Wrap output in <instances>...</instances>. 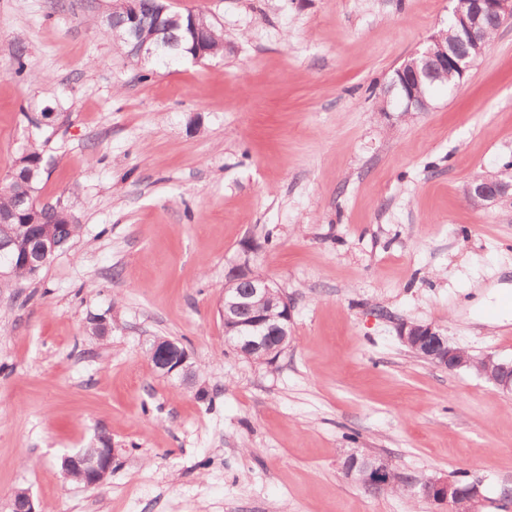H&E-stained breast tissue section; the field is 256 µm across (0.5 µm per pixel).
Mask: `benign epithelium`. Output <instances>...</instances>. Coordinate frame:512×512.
Segmentation results:
<instances>
[{
  "mask_svg": "<svg viewBox=\"0 0 512 512\" xmlns=\"http://www.w3.org/2000/svg\"><path fill=\"white\" fill-rule=\"evenodd\" d=\"M141 0H112V16L123 21L112 25V40L121 41L128 47V54L143 62L155 56L164 28L177 22L178 17L167 19L141 11ZM458 28L464 36L468 50L458 51L448 48L434 35L425 48L413 54L411 61L396 70V77L390 83L388 93L396 95L404 102L399 116L414 109L423 112L431 104L419 92L421 78L428 68L438 69L443 75L463 80L474 61L485 51V32L499 29L512 20V0H476L474 7L462 15L455 14ZM512 193V169L500 171L497 177L488 179L478 176L466 187L467 200L485 207ZM257 251L256 244L242 245V256L232 267L231 276L237 287L224 286L222 294V316L224 321H239L247 330L258 332L256 336H241L237 349L240 353H258L268 349L267 336H285L292 321V307L288 296L274 287V282L258 273L251 266V254ZM257 300L271 302L280 307L276 318L262 311L253 310ZM398 337L402 344L418 357L449 371L469 369L480 377L491 381L500 390L512 394V360L505 361L487 354L481 358L470 355L466 350L454 347L430 324L415 325L407 320L399 323ZM177 345L157 341L151 348L152 362L156 370L168 377L189 376V357L175 355ZM115 449L112 441L104 439L100 445L85 448L63 458L62 468L66 475L74 474L88 488L103 486L112 472ZM342 470L346 477L356 480L365 492L381 495L391 489L417 491L428 501L443 506L455 503L462 512H480L479 506L485 499L480 485H463L446 477L432 476L421 481L399 473L392 465L381 458L348 455ZM13 512H41L39 505L28 491L14 495Z\"/></svg>",
  "mask_w": 512,
  "mask_h": 512,
  "instance_id": "obj_1",
  "label": "benign epithelium"
}]
</instances>
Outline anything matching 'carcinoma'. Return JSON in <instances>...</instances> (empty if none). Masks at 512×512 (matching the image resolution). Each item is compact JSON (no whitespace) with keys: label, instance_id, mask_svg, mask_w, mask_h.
Listing matches in <instances>:
<instances>
[{"label":"carcinoma","instance_id":"carcinoma-1","mask_svg":"<svg viewBox=\"0 0 512 512\" xmlns=\"http://www.w3.org/2000/svg\"><path fill=\"white\" fill-rule=\"evenodd\" d=\"M194 28L210 33L205 42L203 57L209 58L224 52L221 32L204 12L198 11L181 15V26L167 33V42L161 47L160 53L190 57L186 49L192 45L191 32ZM9 54L14 73L22 75L26 69V49L23 42L18 40L12 43ZM453 85L455 80L433 74L422 79L421 88L428 99L434 88ZM43 162V150L37 142H28L15 158L7 180L0 185V218L9 220L7 224L0 223V259L7 257L11 260V280L27 279L39 274L52 259L49 255L37 265L28 262L29 236L33 233L52 238L58 252L67 249L80 234V225L74 221L69 223L62 216L65 211L72 212L69 198L60 196L55 203L43 205L36 201L38 185L44 172Z\"/></svg>","mask_w":512,"mask_h":512}]
</instances>
